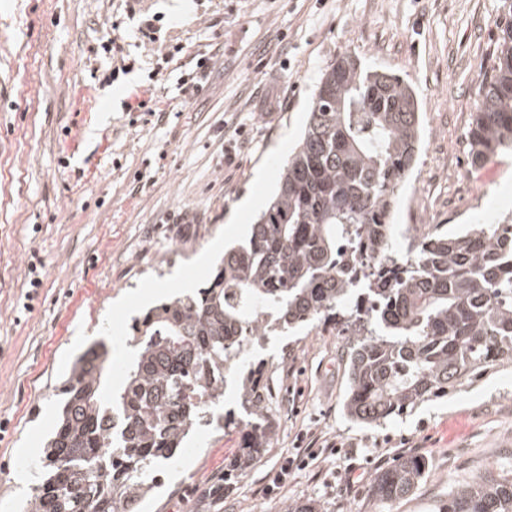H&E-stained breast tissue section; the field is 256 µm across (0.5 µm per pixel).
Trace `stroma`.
Instances as JSON below:
<instances>
[{"mask_svg":"<svg viewBox=\"0 0 512 512\" xmlns=\"http://www.w3.org/2000/svg\"><path fill=\"white\" fill-rule=\"evenodd\" d=\"M500 0H0V505L22 512L59 411L55 389L72 362L105 341L127 360L135 316L201 287L225 248L243 242L273 197L326 67L344 55L395 73L420 107L421 148L393 211L417 216L424 187L433 224L512 214V154L470 163L476 85L489 70ZM161 19L151 44L144 16ZM118 38L128 73L106 83L102 42ZM212 59L191 99L159 49ZM160 114L127 111L145 89ZM244 135H236V128ZM42 264L32 311L29 262ZM347 334L298 327L250 344L273 388L274 432L238 480L215 477L238 452V431L200 428L140 512H437L460 486L512 459V370L379 426L343 412ZM317 459L278 498L266 476L300 436ZM402 456L426 460L417 489L374 498V475ZM29 473L30 485L15 478Z\"/></svg>","mask_w":512,"mask_h":512,"instance_id":"stroma-1","label":"stroma"}]
</instances>
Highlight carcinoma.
<instances>
[{"label": "carcinoma", "instance_id": "carcinoma-1", "mask_svg": "<svg viewBox=\"0 0 512 512\" xmlns=\"http://www.w3.org/2000/svg\"><path fill=\"white\" fill-rule=\"evenodd\" d=\"M501 2L494 66L478 83L469 131L473 165L512 151V0ZM419 148L410 84L350 56L331 64L248 244L225 252L204 287L133 320L135 353L120 386L103 342L76 361L28 512H137L199 426L243 432L217 484L237 478L272 433L265 368L241 362L244 345L289 328L343 320L344 412L361 425L512 366V224L400 234L391 213ZM375 250L388 273L364 266V252ZM231 379L238 405L221 413ZM425 470L423 460L402 458L374 476L371 493L393 503ZM509 474L461 487L439 512H512Z\"/></svg>", "mask_w": 512, "mask_h": 512}]
</instances>
